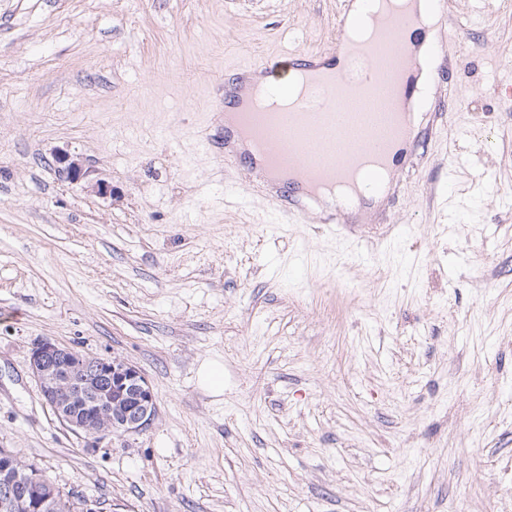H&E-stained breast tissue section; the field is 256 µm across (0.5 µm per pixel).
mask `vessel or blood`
<instances>
[{
  "label": "vessel or blood",
  "instance_id": "b4317fda",
  "mask_svg": "<svg viewBox=\"0 0 512 512\" xmlns=\"http://www.w3.org/2000/svg\"><path fill=\"white\" fill-rule=\"evenodd\" d=\"M448 10V0H424L423 10L381 18L379 34H394L397 42L396 65L389 73L373 64L377 41L350 43L341 37L316 51L262 55L231 65L240 82L258 74L274 83L279 71H286L289 81H305L306 94L298 111L277 113L265 122L264 151H238V130L216 116L203 129L201 147L220 152L225 164L248 163L260 183L278 180L283 191L272 201L296 222L322 206L326 197L335 196L337 185L356 184L357 193L338 199L336 209H325L322 223H336L337 211L354 209L382 194L379 175L395 170L397 146H420L446 112V102L426 100L417 91L414 75L421 70L416 38L426 34L430 19H443ZM379 82L390 85L402 112L345 107L346 99H368L372 85Z\"/></svg>",
  "mask_w": 512,
  "mask_h": 512
}]
</instances>
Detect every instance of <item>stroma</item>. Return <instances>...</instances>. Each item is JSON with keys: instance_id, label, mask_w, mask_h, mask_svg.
I'll use <instances>...</instances> for the list:
<instances>
[{"instance_id": "35a3bbf8", "label": "stroma", "mask_w": 512, "mask_h": 512, "mask_svg": "<svg viewBox=\"0 0 512 512\" xmlns=\"http://www.w3.org/2000/svg\"><path fill=\"white\" fill-rule=\"evenodd\" d=\"M338 8L0 0V448L62 490L106 512H512V0H451L472 51L431 96L470 103L361 234L289 223L196 150L213 75L330 45ZM45 339L135 364L152 423L97 444L61 424L30 369Z\"/></svg>"}]
</instances>
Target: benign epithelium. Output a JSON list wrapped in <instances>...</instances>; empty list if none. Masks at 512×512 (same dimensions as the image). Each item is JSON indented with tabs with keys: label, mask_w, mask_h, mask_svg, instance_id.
I'll return each mask as SVG.
<instances>
[{
	"label": "benign epithelium",
	"mask_w": 512,
	"mask_h": 512,
	"mask_svg": "<svg viewBox=\"0 0 512 512\" xmlns=\"http://www.w3.org/2000/svg\"><path fill=\"white\" fill-rule=\"evenodd\" d=\"M57 162L64 165L62 172L71 182L88 176L68 155L57 157ZM30 366L53 415L77 434L101 442L114 435L140 433L154 419L155 396L148 380L121 357H98L90 371L84 353L44 340L33 347ZM0 477L24 479L34 488L32 499L24 503L4 502L0 509L39 512L44 498L40 497V472L36 467L5 449L0 452Z\"/></svg>",
	"instance_id": "7a95c632"
}]
</instances>
